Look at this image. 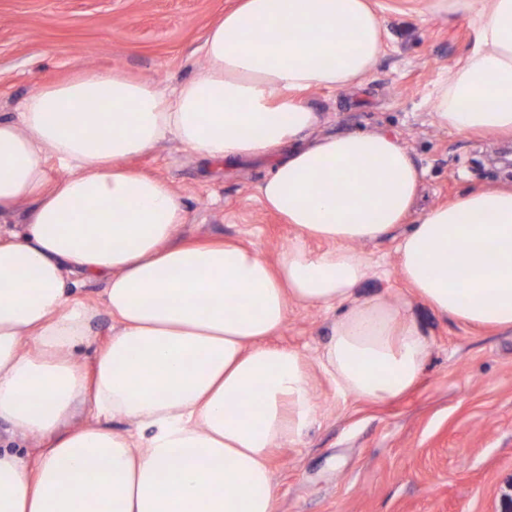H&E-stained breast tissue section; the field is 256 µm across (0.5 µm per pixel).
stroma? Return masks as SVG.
<instances>
[{"label": "stroma", "instance_id": "obj_1", "mask_svg": "<svg viewBox=\"0 0 512 512\" xmlns=\"http://www.w3.org/2000/svg\"><path fill=\"white\" fill-rule=\"evenodd\" d=\"M235 0H0V117L40 85L75 69H114L167 87L195 76L210 25ZM385 52L360 87L315 89L325 133L384 132L425 171L418 209L481 186H511L512 169L489 156L512 138L465 137L432 122L438 86L476 45L472 14L436 0H372ZM170 183L191 238L240 241L268 258L295 231L260 202L271 161L203 160L168 141L133 161ZM417 221L365 245L372 260L359 295L408 298L431 349L417 384L385 402L337 395L313 369L316 422L302 443L271 458L277 512H512V330L479 328L414 298L398 269L397 244ZM336 312L290 306L273 342L308 358L328 339Z\"/></svg>", "mask_w": 512, "mask_h": 512}]
</instances>
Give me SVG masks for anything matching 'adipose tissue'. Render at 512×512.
I'll list each match as a JSON object with an SVG mask.
<instances>
[{
	"mask_svg": "<svg viewBox=\"0 0 512 512\" xmlns=\"http://www.w3.org/2000/svg\"><path fill=\"white\" fill-rule=\"evenodd\" d=\"M447 5L477 18V46L437 90L434 121L511 136L512 0ZM202 50L205 67L174 87L81 70L0 119V421L47 441L30 461L0 448V512H276L270 455L316 419L312 367L373 402L420 376L430 341L409 301L358 290L362 245L404 223L423 175L387 134L316 135L304 99L370 74L383 52L370 0H240ZM171 138L206 160L273 158L260 199L298 242L269 260L181 239L179 195L132 165ZM23 203V224L4 227ZM308 238L330 247L312 252ZM397 252L434 310L512 329V187L425 209ZM92 279L97 303L75 290ZM293 303L341 311L315 360L269 343ZM102 306L112 338L89 373L73 352ZM80 411L87 423L69 428ZM115 416L132 429L108 426Z\"/></svg>",
	"mask_w": 512,
	"mask_h": 512,
	"instance_id": "adipose-tissue-1",
	"label": "adipose tissue"
}]
</instances>
